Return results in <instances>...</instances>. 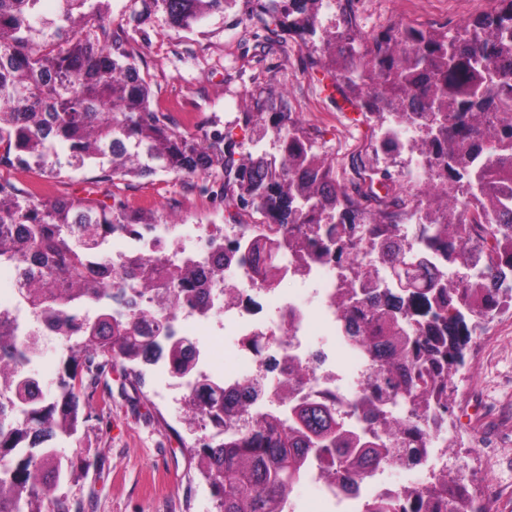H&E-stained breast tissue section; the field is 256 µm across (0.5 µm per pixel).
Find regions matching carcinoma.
I'll return each instance as SVG.
<instances>
[{
    "mask_svg": "<svg viewBox=\"0 0 512 512\" xmlns=\"http://www.w3.org/2000/svg\"><path fill=\"white\" fill-rule=\"evenodd\" d=\"M44 2L0 0V166H33L51 178L96 167L101 181L112 183L157 174L189 179L218 167L239 190L235 197L222 193L224 205L237 202L276 225L250 247L256 275L270 287L282 275L276 262L282 248L300 269L317 260L342 267L369 243L391 273L367 278L359 293L341 283L338 297L347 335L374 365L370 395L358 406L368 407L371 427L383 434L344 435L335 405L325 401H302L286 417L269 413L250 426L244 402L258 384L224 390L172 328L147 334L144 324L155 311L129 295L151 288L168 308L188 304L207 315L209 284L199 278L197 261L139 255L115 274L107 240L152 231V213L130 209L116 193L98 202L47 200L0 176V265H26L31 321L47 319L68 343L48 395L30 372L41 350L39 332L19 331L0 311V512H70L58 490L81 451L63 455L57 442L86 421L106 368L118 365L138 380L140 365L159 360L186 382L189 428L205 418L219 428L194 446L215 512H285L313 455L346 489L394 460L419 465L421 449L448 430L453 376L470 336L465 315L489 320L512 309L505 297L512 294L505 282L512 271V210L502 201L512 186V0H495L498 7L451 31L397 21L364 38L354 35V0H334L332 32L314 9L324 0H252L251 15L266 31L286 25L319 35L308 50L329 58L331 80L363 116L383 126L416 125L406 147L381 139L379 148L393 161L406 150L421 158L432 182L425 203L394 191L389 168L368 167L360 155L352 169L368 177L367 186L336 180L290 112L245 116V125L273 133L279 164L263 156L235 160L221 131L199 139L182 133L151 108L149 83L123 35L107 23L110 0H53L50 12ZM236 2L143 0L142 14L161 10L174 28L187 29ZM440 113L446 120L437 124ZM406 223L424 226L428 249L450 266L473 253L472 272L455 280L429 271L417 286L418 255L400 229ZM206 246L215 259L210 280L221 281L237 252L214 237ZM400 403L413 420L395 430L384 407ZM226 418L239 423L227 436ZM384 512L489 510L461 471L444 470Z\"/></svg>",
    "mask_w": 512,
    "mask_h": 512,
    "instance_id": "obj_1",
    "label": "carcinoma"
}]
</instances>
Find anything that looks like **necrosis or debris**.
I'll return each mask as SVG.
<instances>
[{"instance_id":"1","label":"necrosis or debris","mask_w":512,"mask_h":512,"mask_svg":"<svg viewBox=\"0 0 512 512\" xmlns=\"http://www.w3.org/2000/svg\"><path fill=\"white\" fill-rule=\"evenodd\" d=\"M269 224H228L217 229L225 244L239 247L240 261L233 263L224 275V291L233 293L235 304L218 309L204 317L185 308L166 310L159 314L162 323L172 324L177 335L193 344L200 364L209 359V333L222 331L224 345L231 351L232 365L220 380L225 387L258 379L266 385L249 400L247 412L261 417L269 412L288 415L291 401L284 399L278 381L287 379L296 367H307L305 383L295 391V398L323 400L334 398L339 419L345 430L361 435L369 426L354 402L370 390L372 365L369 357L350 341L345 322L336 306V286L340 277H347L353 287H360L362 272L377 273L382 269L376 253L362 249L345 268L321 261L297 269L293 255L282 252L283 287L269 288L254 274L247 254L251 238L271 233ZM265 334L273 339L277 363L275 379L267 377L266 358L257 356L249 345L254 335ZM321 337V347L310 348L314 337ZM315 490L318 512H366L378 498L395 497L404 485L388 482L382 470L365 475L352 491H343L328 480L317 458H310L302 478Z\"/></svg>"}]
</instances>
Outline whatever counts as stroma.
Listing matches in <instances>:
<instances>
[{
    "label": "stroma",
    "instance_id": "1",
    "mask_svg": "<svg viewBox=\"0 0 512 512\" xmlns=\"http://www.w3.org/2000/svg\"><path fill=\"white\" fill-rule=\"evenodd\" d=\"M494 0H357V31L368 36L394 21L454 29L494 8ZM250 6L208 16L190 30L173 29L165 13L143 15L142 0H111L112 27L125 31L126 49L152 90L155 111L170 115L180 131L199 135L241 126L247 112H290L325 152L338 180L353 179V155L370 153L379 135L313 65L295 35L260 29ZM96 171H69L49 179L37 169L0 168L17 187H42V196L101 198ZM210 177L183 180L156 175L117 184L131 208L150 210L159 223L178 214L175 231L186 249L198 232L227 224L224 204ZM144 379L125 378L113 367L96 389L92 416L63 454L80 448L88 463L60 491L71 512H212L213 498L198 471L194 435L183 421L180 392L163 398L155 366ZM456 381L458 458L478 491L496 488L492 512H512V311L476 329L468 338L465 364ZM497 454L495 469L485 457Z\"/></svg>",
    "mask_w": 512,
    "mask_h": 512
}]
</instances>
